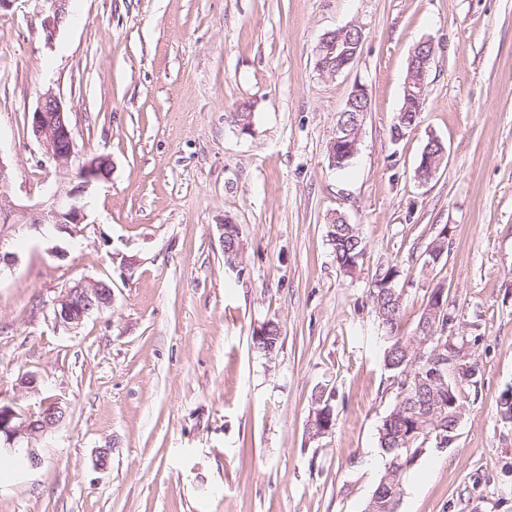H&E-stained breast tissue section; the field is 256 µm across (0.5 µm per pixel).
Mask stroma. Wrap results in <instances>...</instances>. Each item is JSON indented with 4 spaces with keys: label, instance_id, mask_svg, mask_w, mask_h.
<instances>
[{
    "label": "stroma",
    "instance_id": "stroma-1",
    "mask_svg": "<svg viewBox=\"0 0 512 512\" xmlns=\"http://www.w3.org/2000/svg\"><path fill=\"white\" fill-rule=\"evenodd\" d=\"M362 27L353 68L316 67L337 28ZM435 52L414 127L392 128L415 45ZM361 147L327 154L355 84ZM61 97L80 157H109L77 238L18 224L0 237V403L68 408L42 462L0 469V512H363L396 402L369 288L396 266L412 333L435 287L478 374L459 384L452 445L407 475L399 512H512V0H70L46 45L32 0L0 10V152L20 204L65 180L31 133L41 94ZM250 105L249 131L233 119ZM446 158L417 176L429 138ZM359 225L340 270L327 219ZM241 231L236 269L221 225ZM438 263L422 252L440 231ZM80 280L112 306L75 330L52 302ZM278 323L272 357L253 348ZM32 373L38 390L22 388ZM334 395L311 436L315 395ZM108 449L98 464L99 449Z\"/></svg>",
    "mask_w": 512,
    "mask_h": 512
}]
</instances>
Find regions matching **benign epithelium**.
Segmentation results:
<instances>
[{
	"label": "benign epithelium",
	"mask_w": 512,
	"mask_h": 512,
	"mask_svg": "<svg viewBox=\"0 0 512 512\" xmlns=\"http://www.w3.org/2000/svg\"><path fill=\"white\" fill-rule=\"evenodd\" d=\"M36 16L44 41L54 45L56 36L68 17L70 0H33ZM363 43V32L356 24L346 25L322 38L316 48V66L324 75L334 77L351 67L357 61ZM434 47L430 41L418 43L410 58L409 75L403 91V112H414L422 104L425 94V78ZM370 110V97L362 84L354 86L349 94L341 116L351 117L347 124L336 126L328 151L329 167L336 168L339 161L353 159L359 150L363 122L357 114ZM31 130L36 141L44 149L45 156L63 171L69 170L77 158L76 146L69 119L61 99L48 90L39 97L32 112ZM435 148L428 147L422 154L417 168L418 177L429 179L437 170ZM112 166L108 157L98 155L85 158L78 164L74 178L61 182L50 194L48 201L39 206L20 205L13 197V171L10 161L0 155V227L12 224H27L41 235L66 234L75 238L83 232V225L89 223L90 197L96 186L109 178ZM112 306V288L103 281L78 282L61 291L53 302L56 322L69 329L81 325L85 318ZM433 340L428 336L417 341L419 356L415 366L417 378L424 376L437 379L443 372L448 378L458 379L466 369L465 356L454 346L448 348V355L441 352L439 345L429 354L425 346ZM322 399H314V408L309 415L308 426L321 425L320 434H326L332 427V410L321 408ZM68 413V407L59 399L46 402L39 411L18 413L11 406H0V455H19L32 467L39 465L41 458L34 442L40 440L59 426Z\"/></svg>",
	"instance_id": "7a95c632"
}]
</instances>
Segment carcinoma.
I'll return each mask as SVG.
<instances>
[{
  "label": "carcinoma",
  "mask_w": 512,
  "mask_h": 512,
  "mask_svg": "<svg viewBox=\"0 0 512 512\" xmlns=\"http://www.w3.org/2000/svg\"><path fill=\"white\" fill-rule=\"evenodd\" d=\"M328 241L339 268H349L358 263L356 257L364 251V241L360 228L356 224L346 223L343 217L329 225ZM399 271L394 266H384L376 274L378 283L370 289L375 314L391 351L384 353V366L392 373V380L399 389L397 401L385 416L378 430L379 447L387 458L385 469L374 492L378 493L380 507L374 512H391V503L402 498L407 470L402 467L408 455L416 454L423 445L437 446L438 436L452 439L455 433L448 431V410L460 409L455 383H439L420 393L414 382H405L402 376L406 366L403 361H411L412 355L398 348L417 338L434 336L443 339L448 330V304L440 311L442 321L428 326L425 330L414 329L409 336L402 329L404 300L400 299L401 289L397 287ZM279 329L272 328L268 339L254 344V348L263 356H271L278 349ZM455 406L448 407V402Z\"/></svg>",
  "instance_id": "1"
}]
</instances>
